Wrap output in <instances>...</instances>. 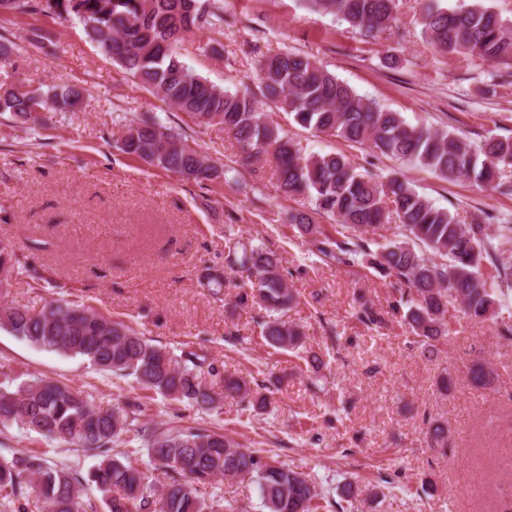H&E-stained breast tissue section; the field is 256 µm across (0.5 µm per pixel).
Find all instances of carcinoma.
Here are the masks:
<instances>
[{
  "mask_svg": "<svg viewBox=\"0 0 512 512\" xmlns=\"http://www.w3.org/2000/svg\"><path fill=\"white\" fill-rule=\"evenodd\" d=\"M308 2L312 9L376 36L396 24L399 0ZM2 10L78 19L85 34L149 92L200 125H224L245 160L272 156L283 194L313 199L315 212L355 232L366 227L374 234L395 220L404 240L379 246L372 265L406 285L394 309L407 308L404 320L414 335L428 341L445 336L448 307L455 303L476 317L496 316L500 295L512 288V226L502 224L491 234L486 224H465L434 206L406 181L356 172L341 153L306 156L296 141L264 118L251 97L220 88L187 67L178 52L183 36L194 28L224 24L216 0H0ZM421 26L425 40L448 55L512 61V24L484 0L448 8L427 0ZM252 53L261 56L260 73L269 96L304 129L368 146L448 180L466 178L499 188L502 172L512 167V137L491 136L475 146L457 132L412 127L400 113L359 96L305 55L288 50L264 55L258 47ZM81 97L77 85L54 86L46 93L7 87L0 90V114H9L21 130L39 118L33 107L62 110ZM116 148L197 182L223 175L178 129L160 122L122 126ZM290 219L303 234L317 232L305 211L292 213ZM366 246L367 240L355 234L318 241V251L338 261L356 259ZM427 252L444 262L425 256ZM486 263L495 275L484 276ZM19 265L20 259L1 246L0 289L10 285ZM235 266L247 287L237 303L252 301L277 314L263 326L265 343L276 351L299 347L298 331L279 317L294 296L275 253L243 244ZM0 327L35 347L84 357L103 372L132 376L144 388L189 405L211 407L224 393L252 395L244 379L231 375L219 379L224 392L215 391L200 376L206 356L189 352L178 358L144 333L84 305L57 300L38 312L8 308L0 312ZM128 419L129 413L96 406L81 390L58 380L34 377L14 390L0 386V426L21 425L100 457L85 479L70 467L47 466L36 454L0 451V505L14 506L26 498L23 483L29 480L50 512H93L96 505L82 499L87 480L100 492L105 512H207L200 487L222 476L257 483L268 512L320 508L318 493L302 473L272 464L222 433L193 428L148 434L155 469L169 477L156 499L147 472L112 454V445L130 425Z\"/></svg>",
  "mask_w": 512,
  "mask_h": 512,
  "instance_id": "carcinoma-1",
  "label": "carcinoma"
}]
</instances>
